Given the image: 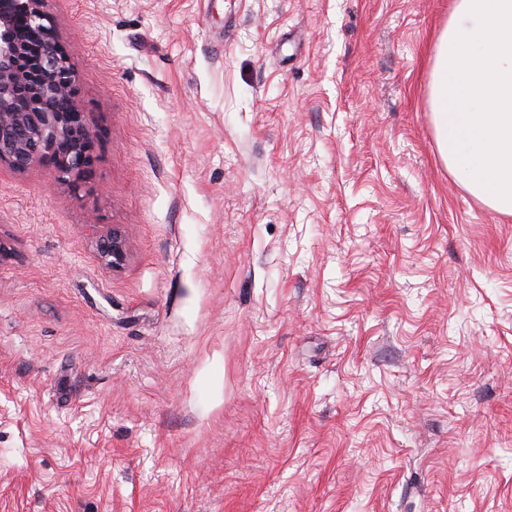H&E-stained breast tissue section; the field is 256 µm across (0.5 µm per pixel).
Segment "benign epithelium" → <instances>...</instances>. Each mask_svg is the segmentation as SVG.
I'll return each instance as SVG.
<instances>
[{
    "instance_id": "1",
    "label": "benign epithelium",
    "mask_w": 512,
    "mask_h": 512,
    "mask_svg": "<svg viewBox=\"0 0 512 512\" xmlns=\"http://www.w3.org/2000/svg\"><path fill=\"white\" fill-rule=\"evenodd\" d=\"M46 0H0V163L23 172L48 165L57 183L78 186L93 170L94 138L77 107L78 86ZM111 267L125 260L114 231L99 246Z\"/></svg>"
}]
</instances>
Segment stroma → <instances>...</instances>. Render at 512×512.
Instances as JSON below:
<instances>
[{
	"label": "stroma",
	"instance_id": "35a3bbf8",
	"mask_svg": "<svg viewBox=\"0 0 512 512\" xmlns=\"http://www.w3.org/2000/svg\"><path fill=\"white\" fill-rule=\"evenodd\" d=\"M45 8L95 163L0 165V512H512V217L432 120L453 0ZM99 256L107 266L114 268L121 265L126 257L124 236L120 232L112 230V234L100 243Z\"/></svg>",
	"mask_w": 512,
	"mask_h": 512
}]
</instances>
